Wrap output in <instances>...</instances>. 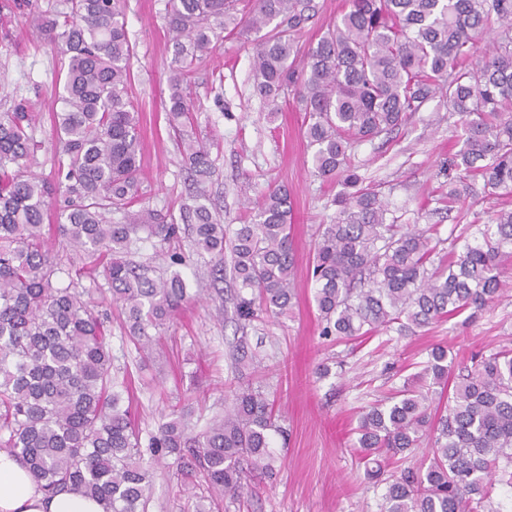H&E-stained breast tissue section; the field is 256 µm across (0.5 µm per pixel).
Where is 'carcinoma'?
<instances>
[{
    "label": "carcinoma",
    "instance_id": "1",
    "mask_svg": "<svg viewBox=\"0 0 512 512\" xmlns=\"http://www.w3.org/2000/svg\"><path fill=\"white\" fill-rule=\"evenodd\" d=\"M12 2L54 45L64 79L54 116V182L32 171L41 148L37 113H0V448L49 494L77 489L103 512H145L153 472L123 407L130 386L112 378L105 320L82 283L103 268L112 305L147 352L189 300L179 274L153 279L129 259L140 232L169 242L180 227L143 205L138 110L126 94L133 47L124 0H61L52 14L30 0ZM239 2L164 0L174 49L168 121L184 163L199 181L209 178L207 143L187 130L188 77L224 35H256L254 92L273 105L293 95L315 172L343 185L336 221L320 225L315 245L321 335L415 334L492 303L505 287L500 267L512 258V209L469 225L460 249L442 256L436 226L397 223L380 192L362 186L350 156L355 145L404 126L442 97L464 123L453 160L462 187L448 190V208L468 205L467 180L478 176L488 194H512V0H346L303 51L296 35L314 16L311 0H256L245 18L237 16ZM494 21L492 54L474 65L476 38ZM58 194L63 206L47 224ZM114 213L121 222L112 221ZM184 218L197 250L221 257L231 245L239 319L288 312L295 289L286 189L265 192L253 221L230 240L204 204L185 206ZM453 371L448 348L435 345L419 375L361 416L353 447L371 479L385 457L428 439V465L389 483L382 512H484L493 478L512 485V349ZM451 375L448 406L434 421L431 395ZM188 428V411L172 409L148 450L202 478L209 497L237 498L251 475H273L277 425L260 389H238L205 429L190 435Z\"/></svg>",
    "mask_w": 512,
    "mask_h": 512
}]
</instances>
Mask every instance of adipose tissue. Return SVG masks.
I'll list each match as a JSON object with an SVG mask.
<instances>
[{"label": "adipose tissue", "instance_id": "ef3b65f1", "mask_svg": "<svg viewBox=\"0 0 512 512\" xmlns=\"http://www.w3.org/2000/svg\"><path fill=\"white\" fill-rule=\"evenodd\" d=\"M0 512H103L78 491L45 497L32 476L9 451L0 450Z\"/></svg>", "mask_w": 512, "mask_h": 512}]
</instances>
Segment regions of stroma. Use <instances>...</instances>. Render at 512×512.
I'll return each instance as SVG.
<instances>
[{"label":"stroma","instance_id":"35a3bbf8","mask_svg":"<svg viewBox=\"0 0 512 512\" xmlns=\"http://www.w3.org/2000/svg\"><path fill=\"white\" fill-rule=\"evenodd\" d=\"M126 28L134 47L127 93L140 112L147 205L178 224L183 206L202 191L222 224L233 229L253 219L268 188L285 187L292 203L296 302L287 316H261L243 331L248 348L261 356L246 376L274 401L285 430L273 438L277 474L272 480L255 476L251 493L217 500L211 512H381L387 481L397 471L425 467V450L395 456L374 481L351 446L353 428L369 406L393 396L422 370L433 345L447 346L462 366L480 354L512 349V259L503 265L504 290L473 318L452 316L409 336L380 331L348 341L322 337L310 270L318 228L336 216L339 187L312 172L303 113L290 101L271 112L253 93L252 43L224 39L204 53L191 77L194 128L209 143L215 169L210 181L196 186L167 123L173 48L162 0H127ZM61 76L60 58L46 40L18 21L0 28V112L18 103L37 112L35 136L42 148L36 171L47 180L54 177L52 128L53 114L62 108L56 96ZM461 146L460 116L436 98L406 127L357 145L351 160L366 184L388 199L399 223L434 225L447 239L475 214L512 208V196L482 193L472 210H446L440 198L448 191V162ZM175 251L182 264H172ZM133 259L154 277L180 274L200 298L183 307L145 355L130 342L121 311L102 300L104 276L91 282L92 299L109 321L114 365L132 382L131 413L146 435L172 407L187 404L194 411L193 431H201L233 399L235 301L214 289L220 261L195 252L186 232L171 244L144 239ZM322 364L330 368L324 377L317 372ZM205 493L197 481L163 464L156 468L147 512H195Z\"/></svg>","mask_w":512,"mask_h":512}]
</instances>
